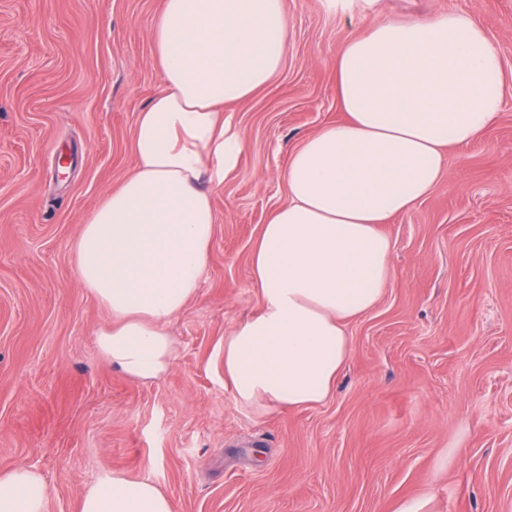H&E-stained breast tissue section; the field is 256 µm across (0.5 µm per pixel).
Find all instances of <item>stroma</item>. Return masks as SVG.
Listing matches in <instances>:
<instances>
[{
  "label": "stroma",
  "instance_id": "obj_1",
  "mask_svg": "<svg viewBox=\"0 0 512 512\" xmlns=\"http://www.w3.org/2000/svg\"><path fill=\"white\" fill-rule=\"evenodd\" d=\"M281 72L226 115L236 168L197 298L168 325L167 372L105 361L110 321L71 245L134 170L138 113L162 86L151 29L163 0H0V472L37 468L46 512H78L105 474L147 478L174 512H512V0H284ZM479 20L503 65L505 107L449 149L439 186L381 225L394 277L350 322L352 354L325 403L264 418L224 387V333L258 304L251 248L287 200L288 152L344 119L333 60L377 18ZM69 154L75 168L56 175Z\"/></svg>",
  "mask_w": 512,
  "mask_h": 512
}]
</instances>
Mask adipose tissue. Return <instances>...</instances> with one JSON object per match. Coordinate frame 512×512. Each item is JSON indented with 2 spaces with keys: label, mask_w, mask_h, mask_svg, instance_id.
Segmentation results:
<instances>
[{
  "label": "adipose tissue",
  "mask_w": 512,
  "mask_h": 512,
  "mask_svg": "<svg viewBox=\"0 0 512 512\" xmlns=\"http://www.w3.org/2000/svg\"><path fill=\"white\" fill-rule=\"evenodd\" d=\"M284 0H164L152 26L163 84L139 113L133 173L103 196L74 242L79 280L110 317L100 355L140 381L169 368L167 325L194 300L216 231L208 187L237 165L242 133L227 105L281 71ZM346 117L303 138L284 172L288 201L250 257L258 309L224 333V386L267 416L325 402L352 353L347 327L393 279L380 225L440 183L446 150L466 146L504 108L502 61L482 26L451 11L378 20L334 61ZM44 476L0 472V512H45ZM79 512H173L154 481L119 473L81 496Z\"/></svg>",
  "instance_id": "obj_1"
}]
</instances>
